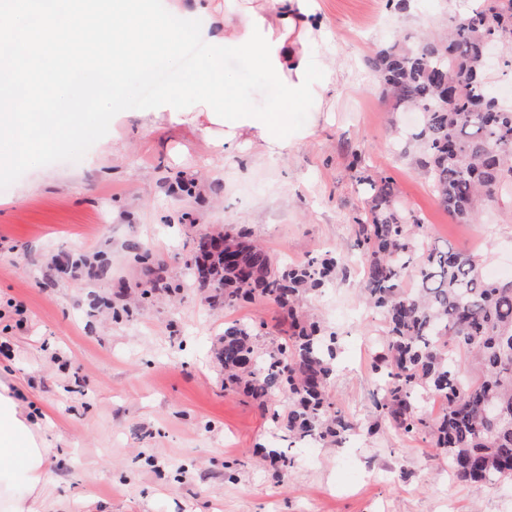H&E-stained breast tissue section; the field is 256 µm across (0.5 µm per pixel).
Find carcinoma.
I'll return each mask as SVG.
<instances>
[{
    "mask_svg": "<svg viewBox=\"0 0 512 512\" xmlns=\"http://www.w3.org/2000/svg\"><path fill=\"white\" fill-rule=\"evenodd\" d=\"M501 37L502 67L512 68V0H473L467 16L444 34L399 40L367 59L394 108L419 112L409 136L417 165L430 177L440 204L460 224L474 223L499 194L512 192V104L493 96L485 45ZM371 204L357 224L368 254L364 291L386 323L376 356L382 395L377 420L405 434L424 433L448 457V471L477 484L512 482V281L487 282L474 256L453 247L432 249L423 220L405 215L387 181L369 184ZM198 281L214 306L270 301L288 320V333L268 344L250 323L224 326L214 359L224 388L250 397L294 440L336 444L354 428L329 394L338 338L301 309L305 295L336 278L340 260L326 254L282 267L244 228L212 231L193 240ZM477 370L466 375V367ZM288 400L280 413L275 402ZM441 398L435 418L426 403ZM277 476L294 467L281 448L264 449Z\"/></svg>",
    "mask_w": 512,
    "mask_h": 512,
    "instance_id": "obj_1",
    "label": "carcinoma"
}]
</instances>
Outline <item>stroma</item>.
I'll list each match as a JSON object with an SVG mask.
<instances>
[{
    "label": "stroma",
    "instance_id": "1",
    "mask_svg": "<svg viewBox=\"0 0 512 512\" xmlns=\"http://www.w3.org/2000/svg\"><path fill=\"white\" fill-rule=\"evenodd\" d=\"M328 32L314 58L339 81L331 111L307 104L292 114L313 134L279 159L253 147L221 156L206 139L166 119L149 120L162 83L145 70L113 92L110 111H87L61 145L41 148L39 165L17 158L0 177V383L26 416L59 440L48 471L53 512H512V484L474 486L448 472L429 435L390 427L368 435L375 417L372 358L386 334L367 305V255L356 222L366 218L369 182L388 180L426 240L479 257L484 277L512 280V196H499L482 222L459 224L414 164L397 128L415 121L392 111L367 66L397 39L444 30L469 0H321ZM151 68L196 72L210 47L186 33L176 49L155 38ZM230 104L270 109L277 87L246 55L224 59ZM248 229L284 264L331 252L343 266L312 295L308 310L339 339L330 382L355 423L339 446L289 445L288 435L247 398L225 389L212 345L227 323L275 326L265 301L211 307L187 265L197 232ZM152 253L176 300L139 299L150 276L128 246ZM102 254L107 279L59 278L58 258ZM289 448L288 479L273 478L257 446Z\"/></svg>",
    "mask_w": 512,
    "mask_h": 512
}]
</instances>
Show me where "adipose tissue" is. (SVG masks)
Here are the masks:
<instances>
[{
	"label": "adipose tissue",
	"instance_id": "adipose-tissue-1",
	"mask_svg": "<svg viewBox=\"0 0 512 512\" xmlns=\"http://www.w3.org/2000/svg\"><path fill=\"white\" fill-rule=\"evenodd\" d=\"M319 12L318 0H230L224 8L214 0H168L161 10L153 0H60L40 12L0 0V33L9 36L0 50V136L37 122L66 141L80 117L54 104L101 79L120 88L142 62L133 45L138 31L160 30L174 45L191 30L211 52L197 75L176 76L168 89L161 107L171 122L201 133L220 154L256 143L269 157L282 156L311 134L290 130L291 113L310 100L328 106L336 96L335 67L308 51L325 35ZM75 41L83 49L73 58L66 48ZM238 53L257 60L278 88L269 110H225L224 57ZM182 100L195 101L196 111H181ZM47 444L18 401L0 393V512H41Z\"/></svg>",
	"mask_w": 512,
	"mask_h": 512
}]
</instances>
